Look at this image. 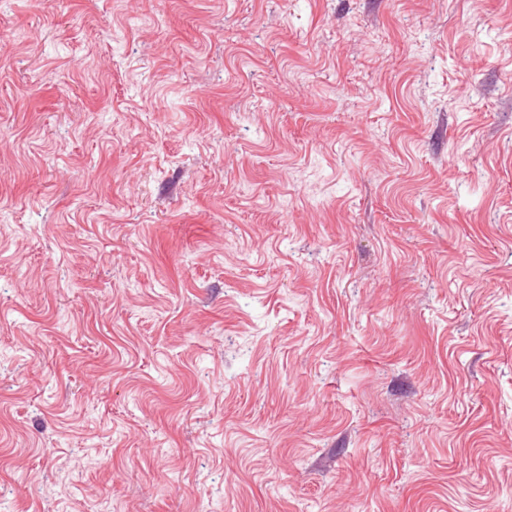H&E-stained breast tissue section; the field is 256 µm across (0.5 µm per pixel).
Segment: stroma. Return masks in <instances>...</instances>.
I'll list each match as a JSON object with an SVG mask.
<instances>
[{"label":"stroma","instance_id":"obj_1","mask_svg":"<svg viewBox=\"0 0 512 512\" xmlns=\"http://www.w3.org/2000/svg\"><path fill=\"white\" fill-rule=\"evenodd\" d=\"M6 512H512V0H0Z\"/></svg>","mask_w":512,"mask_h":512}]
</instances>
